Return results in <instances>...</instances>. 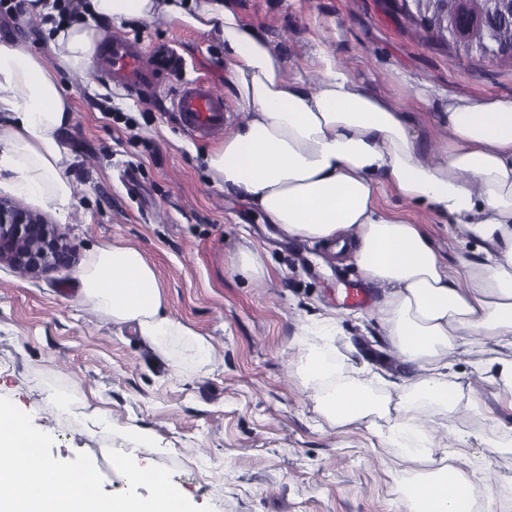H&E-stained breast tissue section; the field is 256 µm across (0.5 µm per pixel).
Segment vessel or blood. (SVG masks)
<instances>
[{
    "label": "vessel or blood",
    "mask_w": 512,
    "mask_h": 512,
    "mask_svg": "<svg viewBox=\"0 0 512 512\" xmlns=\"http://www.w3.org/2000/svg\"><path fill=\"white\" fill-rule=\"evenodd\" d=\"M95 68L109 84L138 98L153 92L163 77L180 75L184 61L172 49L148 51L136 40L115 35L99 51ZM172 108L182 130L194 138L223 135L230 118L223 97L197 80L182 83Z\"/></svg>",
    "instance_id": "1"
}]
</instances>
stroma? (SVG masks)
Segmentation results:
<instances>
[{
    "mask_svg": "<svg viewBox=\"0 0 512 512\" xmlns=\"http://www.w3.org/2000/svg\"><path fill=\"white\" fill-rule=\"evenodd\" d=\"M243 21L267 34L288 60L287 72L313 73L315 51L335 52L363 84L402 110L418 97L512 98V63L452 62L446 46L427 42L389 0H236ZM107 34L145 47L173 45L188 75L224 88L218 46L196 31L157 19L112 24ZM75 117L66 134L74 156L77 201L60 232L75 247L70 266L26 275L0 264V397L51 434L53 458L87 453L103 490H122L108 457L126 450L121 433L136 426L154 436L144 453L169 467L194 505L213 512H408L389 471L396 449L365 426L321 429L296 375L292 346L319 313L335 310L337 349L350 365L392 373L374 317L380 288L360 279L321 244L280 235L245 201L208 178L194 140L169 114L180 85L137 100L111 89L96 72L61 73ZM409 221L425 225L438 253L458 250L430 214L389 198ZM140 248L157 268L169 312L209 336L222 364L185 379L159 362L132 329L112 326L80 301L74 275L99 243ZM262 251L268 274L247 280L230 270L242 248ZM356 289L363 301L343 303ZM479 352L457 360L463 396L456 411L428 409L440 444L464 448L462 471L478 492L512 485V410L496 385L473 370ZM67 396L58 411L52 394ZM111 427L87 430L93 408Z\"/></svg>",
    "mask_w": 512,
    "mask_h": 512,
    "instance_id": "stroma-1",
    "label": "stroma"
}]
</instances>
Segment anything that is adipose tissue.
<instances>
[{
  "mask_svg": "<svg viewBox=\"0 0 512 512\" xmlns=\"http://www.w3.org/2000/svg\"><path fill=\"white\" fill-rule=\"evenodd\" d=\"M31 10L44 18L47 52L0 41V191L60 218L70 211L77 187L65 135L74 107L58 73L89 70L102 24L160 17L220 43L224 92L245 117L205 154L211 182L283 235L351 256L382 288L376 320L411 369L373 399L364 370L348 371L334 344L336 315L326 312L313 340L296 343L313 411L332 430L385 417L408 512H474L469 483L427 434L422 410L456 409L462 385L451 358L475 344L483 353L475 371L512 410V98L425 96L411 114L323 49L317 82L287 77L284 56L233 0H87L73 18L57 0H34ZM433 121L445 136L429 149L421 130ZM391 196L447 226L461 245L454 261L424 225L388 209ZM75 280L82 303L131 327L175 374L189 378L216 362L209 337L167 314L158 272L139 248L101 243Z\"/></svg>",
  "mask_w": 512,
  "mask_h": 512,
  "instance_id": "1",
  "label": "adipose tissue"
}]
</instances>
